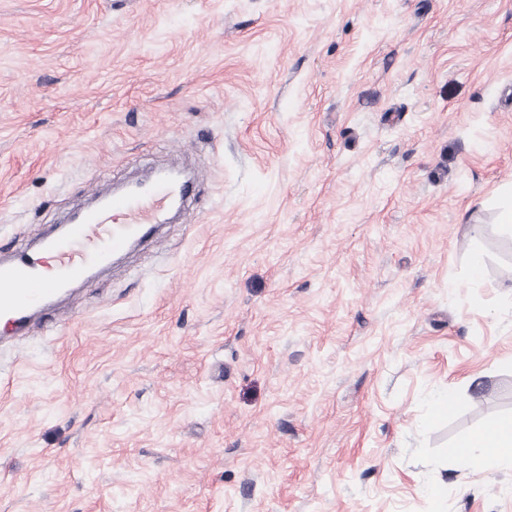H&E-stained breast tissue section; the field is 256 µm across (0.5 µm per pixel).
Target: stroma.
I'll return each mask as SVG.
<instances>
[{
  "mask_svg": "<svg viewBox=\"0 0 512 512\" xmlns=\"http://www.w3.org/2000/svg\"><path fill=\"white\" fill-rule=\"evenodd\" d=\"M173 163L0 344V512H512V0H0L1 255ZM448 455L463 468L512 467V419L450 446Z\"/></svg>",
  "mask_w": 512,
  "mask_h": 512,
  "instance_id": "obj_1",
  "label": "stroma"
}]
</instances>
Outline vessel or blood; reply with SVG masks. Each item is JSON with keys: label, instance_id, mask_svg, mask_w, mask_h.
I'll return each instance as SVG.
<instances>
[{"label": "vessel or blood", "instance_id": "obj_1", "mask_svg": "<svg viewBox=\"0 0 512 512\" xmlns=\"http://www.w3.org/2000/svg\"><path fill=\"white\" fill-rule=\"evenodd\" d=\"M166 183L113 196L65 232L50 229L40 240L38 257L0 259V318L11 332L24 331L33 308H44L68 282L87 277L130 241L148 236L153 226L148 209L156 198L170 196Z\"/></svg>", "mask_w": 512, "mask_h": 512}]
</instances>
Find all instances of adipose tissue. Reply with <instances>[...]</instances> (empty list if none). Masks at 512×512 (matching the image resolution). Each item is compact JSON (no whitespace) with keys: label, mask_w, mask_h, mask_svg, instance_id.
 Here are the masks:
<instances>
[{"label":"adipose tissue","mask_w":512,"mask_h":512,"mask_svg":"<svg viewBox=\"0 0 512 512\" xmlns=\"http://www.w3.org/2000/svg\"><path fill=\"white\" fill-rule=\"evenodd\" d=\"M448 454L464 468L512 467V419L450 446Z\"/></svg>","instance_id":"adipose-tissue-1"}]
</instances>
